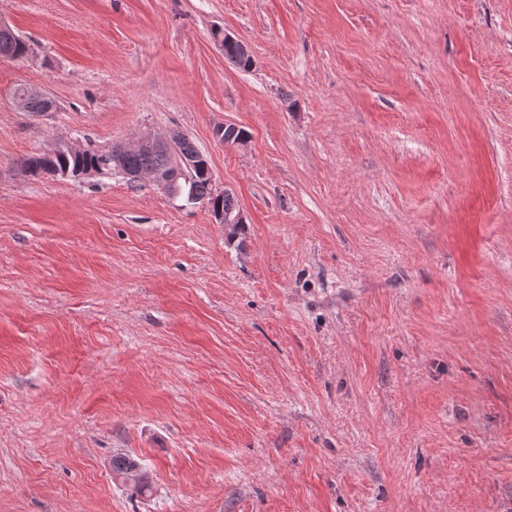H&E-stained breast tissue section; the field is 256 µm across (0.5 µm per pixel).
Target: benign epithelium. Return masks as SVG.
Instances as JSON below:
<instances>
[{
    "label": "benign epithelium",
    "instance_id": "benign-epithelium-1",
    "mask_svg": "<svg viewBox=\"0 0 512 512\" xmlns=\"http://www.w3.org/2000/svg\"><path fill=\"white\" fill-rule=\"evenodd\" d=\"M181 138L182 134L178 132L162 135L145 130L128 141L113 145L112 162H120V155L128 151L164 152L169 157L168 165L165 168L156 170L149 175L132 172L127 174V178L133 182L148 180L161 187L173 186L181 179H188L192 172V158L177 146V142ZM213 219L215 223L224 225L226 230L234 224L247 223L246 215L241 209L234 214L219 212L213 216Z\"/></svg>",
    "mask_w": 512,
    "mask_h": 512
}]
</instances>
